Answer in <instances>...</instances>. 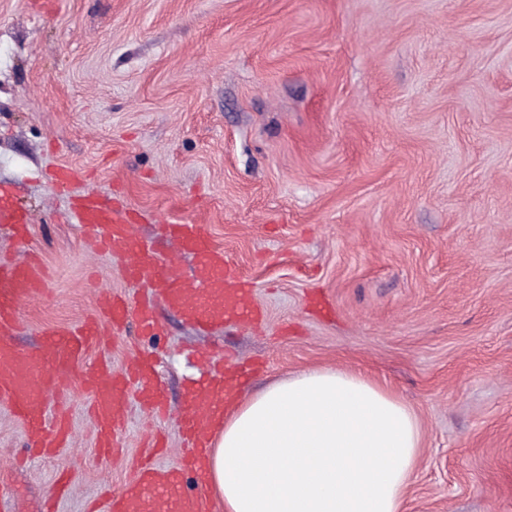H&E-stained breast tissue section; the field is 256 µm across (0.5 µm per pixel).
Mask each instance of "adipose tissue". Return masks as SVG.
I'll return each instance as SVG.
<instances>
[{
  "mask_svg": "<svg viewBox=\"0 0 512 512\" xmlns=\"http://www.w3.org/2000/svg\"><path fill=\"white\" fill-rule=\"evenodd\" d=\"M421 445L393 392L315 369L235 400L211 439L207 487L224 512H404Z\"/></svg>",
  "mask_w": 512,
  "mask_h": 512,
  "instance_id": "1",
  "label": "adipose tissue"
}]
</instances>
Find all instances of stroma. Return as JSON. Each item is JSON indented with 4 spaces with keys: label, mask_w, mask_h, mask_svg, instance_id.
<instances>
[{
    "label": "stroma",
    "mask_w": 512,
    "mask_h": 512,
    "mask_svg": "<svg viewBox=\"0 0 512 512\" xmlns=\"http://www.w3.org/2000/svg\"><path fill=\"white\" fill-rule=\"evenodd\" d=\"M58 166L141 211L136 234L181 277L196 260L162 226L206 225L264 323L201 334L162 307L160 335L90 347L116 369L160 357L171 415L128 394L114 456L80 385L50 403L70 444L19 466L25 426L0 406L5 512H86L153 430L156 464L177 465L192 346L259 359L245 397L313 368L366 374L420 420L405 512H512V0H0V184L32 218L25 244L0 228V252L49 272L23 351L132 291L71 223Z\"/></svg>",
    "instance_id": "stroma-1"
}]
</instances>
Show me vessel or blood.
I'll use <instances>...</instances> for the list:
<instances>
[{"label": "vessel or blood", "instance_id": "vessel-or-blood-1", "mask_svg": "<svg viewBox=\"0 0 512 512\" xmlns=\"http://www.w3.org/2000/svg\"><path fill=\"white\" fill-rule=\"evenodd\" d=\"M71 219L100 246L127 254L130 261L125 276L145 283L146 293L135 304L116 296L102 298L96 314L72 327L43 329L39 347L23 352L13 342L22 330L20 307L40 292L47 272L38 259L0 255V406L9 407L22 420L31 450L60 447L68 437V426L59 419L49 420L47 399L62 394L71 375H78L93 396L97 445L101 453L109 455L123 423L129 384H142L141 399L155 414H165L166 409L158 389L149 383L154 370L152 359L139 358L122 371L112 369L105 361L80 366L91 344L109 334L119 335L131 320L136 321L142 334H156L154 307L158 304L178 311L203 331L224 324H252L259 321L260 312L254 303L251 281L229 269L223 249L213 243L206 225L176 222L166 226L167 233L198 260L194 276L183 280L172 262L158 259L136 236L134 214L114 205L110 197L94 190L83 193L72 209ZM0 224L20 239L29 229L26 213L10 202L8 191L2 188ZM197 359L209 367L212 377L207 385L191 390L181 414L185 447L180 464L164 468L141 463L133 479L111 495L108 512H146L152 500L165 503L167 512H209L205 463L216 423L214 404L219 395L232 394L249 370L224 366L209 352L198 353Z\"/></svg>", "mask_w": 512, "mask_h": 512}]
</instances>
